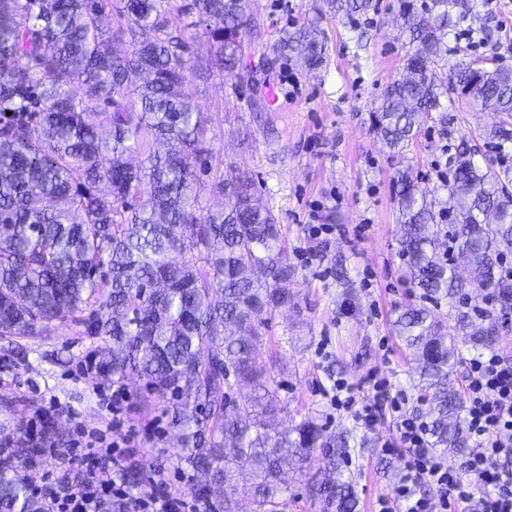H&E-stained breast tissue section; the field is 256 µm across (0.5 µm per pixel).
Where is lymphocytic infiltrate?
Listing matches in <instances>:
<instances>
[{
    "mask_svg": "<svg viewBox=\"0 0 512 512\" xmlns=\"http://www.w3.org/2000/svg\"><path fill=\"white\" fill-rule=\"evenodd\" d=\"M347 388L336 381L331 402L355 405L354 418L364 428H375L384 410L396 415V435L383 451L402 457L405 475L397 497L380 500L379 512H512V361L494 352L468 361L466 427L473 446L460 470L429 447L427 421L406 413L404 397L389 383L374 381L370 397L360 401L347 396ZM60 454L79 459L83 477L64 488L53 482L38 487L47 512H101L115 496L134 497L136 512H201L198 501L169 491L158 473L148 489L131 493L126 468L133 450L110 448L97 432L73 440ZM420 483L437 488L438 500L416 495Z\"/></svg>",
    "mask_w": 512,
    "mask_h": 512,
    "instance_id": "1",
    "label": "lymphocytic infiltrate"
}]
</instances>
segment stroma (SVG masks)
Listing matches in <instances>:
<instances>
[{"mask_svg":"<svg viewBox=\"0 0 512 512\" xmlns=\"http://www.w3.org/2000/svg\"><path fill=\"white\" fill-rule=\"evenodd\" d=\"M314 0H252L260 24L236 76L213 72L192 80L189 92L212 123L214 164L225 172L249 170L264 205L277 216L286 258L297 270L294 303L260 328L257 349L271 362L282 408V426L312 417L327 432L346 436L342 468L352 478L358 512H377L395 496L404 471L400 456L382 451L396 434L385 414L367 431L327 396L343 378L362 397L375 371L406 396L407 410L427 413L413 363L392 322L395 309L420 303L418 290L402 277L395 180L406 171L447 200L449 159L461 141L493 168H512V143H487L494 117L449 97L448 109L432 113L398 157L371 129V112L385 86L403 74L405 41L393 26L398 0H372L350 18L323 13L320 27L327 56L313 71L278 58L272 47L312 17ZM469 11L452 15L441 46L449 63L481 61L512 69V0H470ZM103 339L84 321L49 325L30 337L0 336V438L26 431L30 418L46 411L62 441L81 431L103 429L107 441L133 437L144 476L165 473L172 489L194 495L198 479L172 458L177 446L172 405L156 399L144 380L113 383L90 368ZM122 390L134 410L133 430L112 431L106 402L95 393Z\"/></svg>","mask_w":512,"mask_h":512,"instance_id":"35a3bbf8","label":"stroma"}]
</instances>
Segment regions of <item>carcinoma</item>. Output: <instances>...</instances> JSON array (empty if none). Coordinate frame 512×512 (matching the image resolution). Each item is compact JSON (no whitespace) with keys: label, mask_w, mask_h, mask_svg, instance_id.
Listing matches in <instances>:
<instances>
[{"label":"carcinoma","mask_w":512,"mask_h":512,"mask_svg":"<svg viewBox=\"0 0 512 512\" xmlns=\"http://www.w3.org/2000/svg\"><path fill=\"white\" fill-rule=\"evenodd\" d=\"M461 0H399L396 27L410 50L408 77L386 86L373 129L400 153L453 94L500 114L485 136L512 142V70L458 62L444 73L440 46ZM336 15L365 12L370 0H323ZM120 25L114 29L112 15ZM320 18L273 51L308 70L321 66ZM257 24L251 0H0V336H35L50 323L99 304L91 330L112 344L99 365L145 380L178 403L176 460L198 475L204 501L239 512L237 479L251 476L253 512H280L293 472L320 451L325 463L308 494L319 512H355L357 496L336 449L342 436L307 418L273 431L281 413L266 362L256 350L265 317L292 302L296 269L284 259L281 225L257 199L246 170L212 169L209 122L187 86L195 73L236 75ZM188 36L212 42L207 58L181 56ZM11 115H6V112ZM141 157L134 166L130 157ZM465 141L453 158L444 210L433 191L399 174L400 253L405 276L430 302L489 292L473 312L474 348H491L512 309V170L474 160ZM212 177L222 202L202 210L195 188ZM467 256L458 280L454 253ZM394 327L430 404L429 442L440 453L469 449L464 400L448 377L460 363L455 339L425 305L409 304ZM235 383L254 388L242 401ZM0 466V512H45L24 474L34 447Z\"/></svg>","instance_id":"obj_1"}]
</instances>
